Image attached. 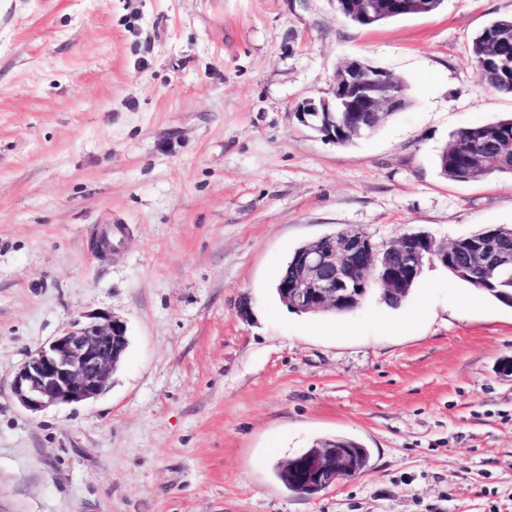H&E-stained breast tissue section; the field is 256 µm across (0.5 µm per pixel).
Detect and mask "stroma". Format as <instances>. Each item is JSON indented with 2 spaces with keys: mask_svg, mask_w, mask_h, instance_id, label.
<instances>
[{
  "mask_svg": "<svg viewBox=\"0 0 512 512\" xmlns=\"http://www.w3.org/2000/svg\"><path fill=\"white\" fill-rule=\"evenodd\" d=\"M512 0L364 28L335 0H13L0 18V512H512V307L425 263L396 307L298 314L274 284L345 227L377 244L512 226V176H441L512 115L472 39ZM359 59L410 106L349 146L294 114ZM112 231V253L94 241ZM248 314H241V306ZM125 321L97 399L11 392L81 315ZM340 436L368 468L314 495L273 467ZM512 141V118L462 128L452 134L438 155L442 176L451 181H470L474 170L470 163L473 145L482 142Z\"/></svg>",
  "mask_w": 512,
  "mask_h": 512,
  "instance_id": "obj_1",
  "label": "stroma"
}]
</instances>
